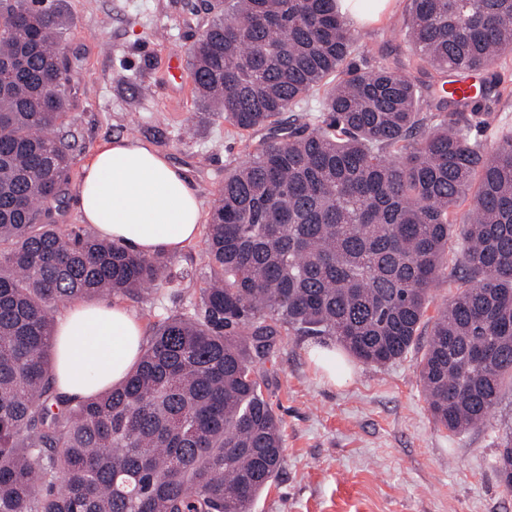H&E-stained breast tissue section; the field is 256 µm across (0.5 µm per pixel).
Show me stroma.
I'll list each match as a JSON object with an SVG mask.
<instances>
[{
	"label": "stroma",
	"instance_id": "stroma-1",
	"mask_svg": "<svg viewBox=\"0 0 512 512\" xmlns=\"http://www.w3.org/2000/svg\"><path fill=\"white\" fill-rule=\"evenodd\" d=\"M69 27L68 51L78 58L61 86L70 101L67 128L74 147L71 182L97 146L114 137L148 142L180 168L210 209L227 169L247 159L259 130L240 135L195 98L193 84L167 71L208 23L188 0H58ZM407 0L392 14L354 33L416 69L405 40ZM172 283L126 301L144 331L198 300L206 271L196 240L170 253ZM447 278L434 285L417 346L379 367L343 354L335 381L310 358L336 346L331 336L276 337L261 368L282 419L285 462L252 512H512L495 469L501 439L512 433V384H504L490 421L455 434L433 421L419 381L421 360L438 310L452 296Z\"/></svg>",
	"mask_w": 512,
	"mask_h": 512
}]
</instances>
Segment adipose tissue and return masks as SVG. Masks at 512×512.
<instances>
[{"instance_id": "obj_1", "label": "adipose tissue", "mask_w": 512, "mask_h": 512, "mask_svg": "<svg viewBox=\"0 0 512 512\" xmlns=\"http://www.w3.org/2000/svg\"><path fill=\"white\" fill-rule=\"evenodd\" d=\"M75 197L84 223L140 256L183 249L203 222L183 172L152 146L126 138L98 146L83 166ZM53 342L58 389L87 398L126 378L143 335L123 307L74 303L58 319Z\"/></svg>"}]
</instances>
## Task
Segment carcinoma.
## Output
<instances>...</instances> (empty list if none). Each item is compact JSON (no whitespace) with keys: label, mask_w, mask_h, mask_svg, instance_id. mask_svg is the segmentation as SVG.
Segmentation results:
<instances>
[{"label":"carcinoma","mask_w":512,"mask_h":512,"mask_svg":"<svg viewBox=\"0 0 512 512\" xmlns=\"http://www.w3.org/2000/svg\"><path fill=\"white\" fill-rule=\"evenodd\" d=\"M408 12L414 55L491 74L485 91H427L359 42L336 0H207L195 94L274 137L224 175L199 300L156 325L122 383L76 400L54 385L55 307L135 299L173 273L160 253L59 230L67 26L52 4L0 0V512H252L284 464L257 368L272 340L333 336L384 366L413 348L444 273L456 292L430 330L424 396L452 433L488 421L512 377V135L488 150L471 130L504 96L492 70L512 51V0ZM311 98L317 121L282 118Z\"/></svg>","instance_id":"cac0c4a2"}]
</instances>
